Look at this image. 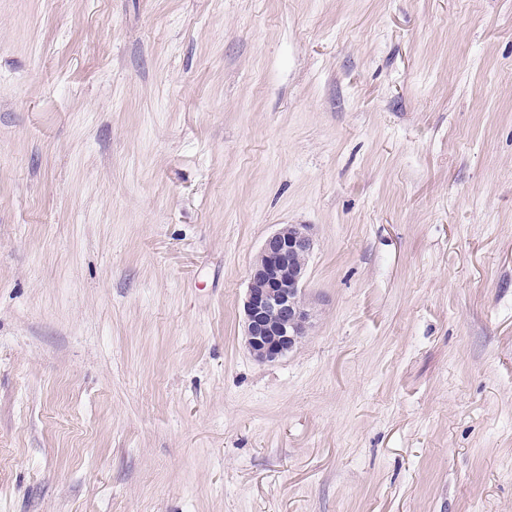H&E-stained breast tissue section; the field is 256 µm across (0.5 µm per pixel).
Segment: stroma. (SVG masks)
<instances>
[{"label":"stroma","instance_id":"1","mask_svg":"<svg viewBox=\"0 0 512 512\" xmlns=\"http://www.w3.org/2000/svg\"><path fill=\"white\" fill-rule=\"evenodd\" d=\"M0 512H512V0H0ZM312 248L306 224L282 227L261 247L243 303L245 341L257 361L285 356L306 333L310 314L302 293Z\"/></svg>","mask_w":512,"mask_h":512}]
</instances>
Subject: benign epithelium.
I'll use <instances>...</instances> for the list:
<instances>
[{
  "instance_id": "obj_1",
  "label": "benign epithelium",
  "mask_w": 512,
  "mask_h": 512,
  "mask_svg": "<svg viewBox=\"0 0 512 512\" xmlns=\"http://www.w3.org/2000/svg\"><path fill=\"white\" fill-rule=\"evenodd\" d=\"M312 248L305 224L282 227L261 247L243 303L245 341L257 361L285 356L306 333L310 314L302 293Z\"/></svg>"
}]
</instances>
